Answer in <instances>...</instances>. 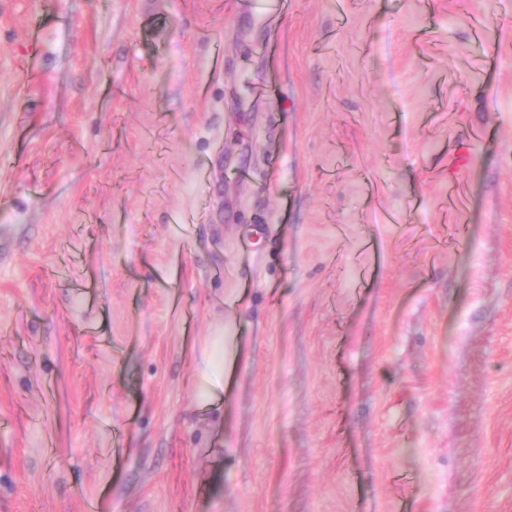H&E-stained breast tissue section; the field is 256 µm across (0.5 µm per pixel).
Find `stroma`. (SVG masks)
<instances>
[{"label":"stroma","instance_id":"1","mask_svg":"<svg viewBox=\"0 0 512 512\" xmlns=\"http://www.w3.org/2000/svg\"><path fill=\"white\" fill-rule=\"evenodd\" d=\"M91 498L512 512V0H0V512ZM234 4L257 18H268L288 13L290 0H237ZM234 336H209L203 348V364L199 369L196 399L204 406H214L222 401L220 390L225 392L233 372L240 362V349Z\"/></svg>","mask_w":512,"mask_h":512}]
</instances>
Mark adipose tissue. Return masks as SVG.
Instances as JSON below:
<instances>
[{"label": "adipose tissue", "instance_id": "adipose-tissue-1", "mask_svg": "<svg viewBox=\"0 0 512 512\" xmlns=\"http://www.w3.org/2000/svg\"><path fill=\"white\" fill-rule=\"evenodd\" d=\"M240 362V349L234 337L212 336L203 348V364L199 370L196 399L199 404L211 406L220 400L221 389L229 381Z\"/></svg>", "mask_w": 512, "mask_h": 512}]
</instances>
